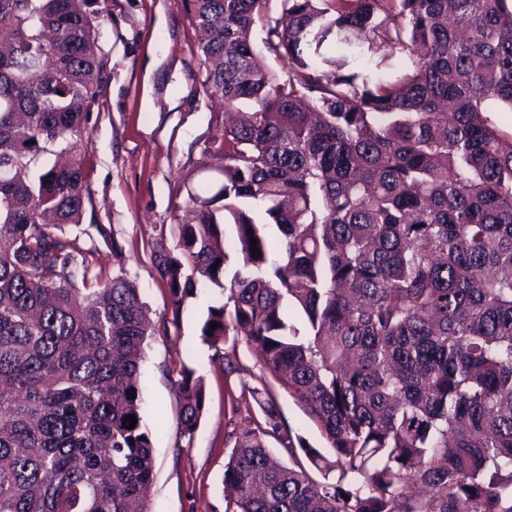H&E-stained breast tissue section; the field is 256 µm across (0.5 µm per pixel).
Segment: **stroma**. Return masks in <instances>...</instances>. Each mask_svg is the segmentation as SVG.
<instances>
[{"label": "stroma", "mask_w": 512, "mask_h": 512, "mask_svg": "<svg viewBox=\"0 0 512 512\" xmlns=\"http://www.w3.org/2000/svg\"><path fill=\"white\" fill-rule=\"evenodd\" d=\"M100 39L105 77L92 106L82 247L91 225L107 224L124 248L123 264L102 258L103 274L121 273L138 286L156 332L141 369L144 418L156 431L155 478L149 512H224L228 434L249 426L257 404L237 405L241 382H266L284 420L313 447L324 442L316 425L261 365L254 345L227 336L211 346L200 329L208 308L222 303L215 285L197 289L173 310L150 253L158 226H173L185 198L184 179L218 165L208 144L224 104L206 88L192 20V0H104ZM239 373L225 374L226 363ZM182 363L204 388L206 406L191 442L180 443L179 409L170 369Z\"/></svg>", "instance_id": "1"}]
</instances>
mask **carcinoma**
Returning a JSON list of instances; mask_svg holds the SVG:
<instances>
[{"mask_svg": "<svg viewBox=\"0 0 512 512\" xmlns=\"http://www.w3.org/2000/svg\"><path fill=\"white\" fill-rule=\"evenodd\" d=\"M270 2L193 0L205 81L249 111L151 260L175 320L224 290L201 340L247 337L334 459L242 380L262 419L229 437L225 512H512V132L487 117L512 112V0ZM102 22L0 0V512H148L146 308L66 232ZM172 387L190 440L204 389L184 365Z\"/></svg>", "mask_w": 512, "mask_h": 512, "instance_id": "1", "label": "carcinoma"}]
</instances>
